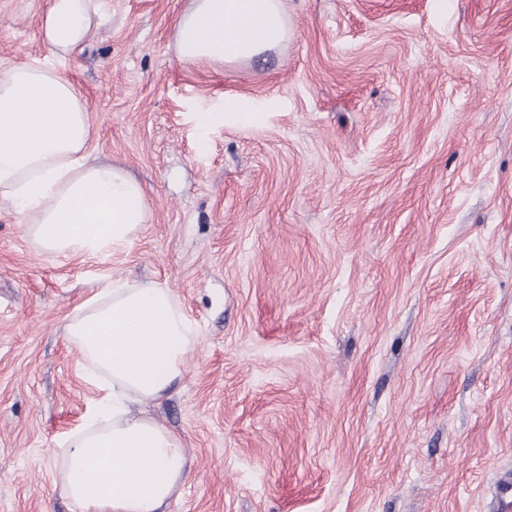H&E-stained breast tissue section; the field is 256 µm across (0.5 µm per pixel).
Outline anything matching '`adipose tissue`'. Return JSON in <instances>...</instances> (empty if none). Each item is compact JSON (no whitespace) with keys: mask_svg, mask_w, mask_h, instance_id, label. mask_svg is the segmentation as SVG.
Segmentation results:
<instances>
[{"mask_svg":"<svg viewBox=\"0 0 512 512\" xmlns=\"http://www.w3.org/2000/svg\"><path fill=\"white\" fill-rule=\"evenodd\" d=\"M101 24L96 0H49L38 27L49 55L0 66V201L48 256L104 258L126 249L149 218L142 186L121 166L93 162L92 124L67 75ZM289 34L282 0H191L174 31L188 62L237 63ZM200 130L264 124L252 102L194 113ZM63 333L99 395L55 440L54 483L74 512H165L187 456L176 434L135 405L162 399L183 374L196 329L175 293L121 278L88 297Z\"/></svg>","mask_w":512,"mask_h":512,"instance_id":"adipose-tissue-1","label":"adipose tissue"}]
</instances>
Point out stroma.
<instances>
[{"instance_id": "35a3bbf8", "label": "stroma", "mask_w": 512, "mask_h": 512, "mask_svg": "<svg viewBox=\"0 0 512 512\" xmlns=\"http://www.w3.org/2000/svg\"><path fill=\"white\" fill-rule=\"evenodd\" d=\"M188 0H99L68 76L93 156L150 219L47 256L0 202V512H73L53 441L97 393L63 327L112 278L198 336L149 415L189 473L167 512H500L512 479V0H284L287 42L177 57ZM47 0H0V64ZM234 96L265 124L200 133Z\"/></svg>"}]
</instances>
